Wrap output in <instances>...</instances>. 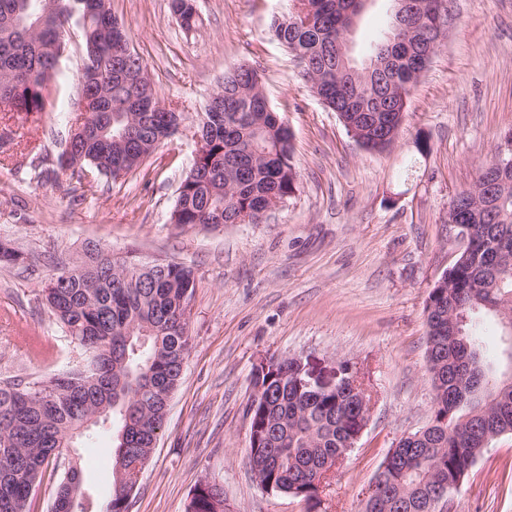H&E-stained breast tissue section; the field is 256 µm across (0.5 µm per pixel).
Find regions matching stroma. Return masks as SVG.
I'll return each instance as SVG.
<instances>
[{
	"label": "stroma",
	"mask_w": 512,
	"mask_h": 512,
	"mask_svg": "<svg viewBox=\"0 0 512 512\" xmlns=\"http://www.w3.org/2000/svg\"><path fill=\"white\" fill-rule=\"evenodd\" d=\"M164 103L185 108L176 145L158 147L139 173L81 189L58 159L71 134L79 36L52 90L54 107L29 118L0 112V238L37 258L0 267V379L56 372L77 350L42 300L59 259L95 244L118 259L192 267L191 347L163 432L130 512H185L201 481L220 485L234 512H308L263 491L247 457L253 369L301 356L315 368L355 366L369 387V419L327 482L318 512H361L374 475L399 439L425 427L434 392L426 368L424 307L459 249L448 200L470 188L512 127V0H448V23L412 90L403 128L382 151L360 147L326 109L302 67L272 39L287 0H194L185 31L171 0H111ZM376 0L351 55L390 22ZM260 74L292 133L294 195L260 224L176 228L178 188L195 157L194 130L225 70ZM430 149L419 153L417 139ZM115 420L73 442L86 487L112 486ZM451 512H512V434L493 440L451 495Z\"/></svg>",
	"instance_id": "35a3bbf8"
}]
</instances>
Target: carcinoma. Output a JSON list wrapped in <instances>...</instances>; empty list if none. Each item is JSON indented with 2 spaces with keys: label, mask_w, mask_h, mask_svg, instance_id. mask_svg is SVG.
<instances>
[{
  "label": "carcinoma",
  "mask_w": 512,
  "mask_h": 512,
  "mask_svg": "<svg viewBox=\"0 0 512 512\" xmlns=\"http://www.w3.org/2000/svg\"><path fill=\"white\" fill-rule=\"evenodd\" d=\"M410 0L405 28H389L371 54L386 49L381 72L363 73L343 49L348 15L363 14V0H291V10L274 19L272 38L304 65L314 94L337 113L346 132L371 143L399 124L394 95H410L413 74L430 56L423 39L436 23L432 4ZM183 28L196 24L191 0H172ZM296 18L288 23L287 17ZM81 38L83 63L77 108L87 105L73 152L61 168L89 188L136 172L160 144L178 133L184 111L157 108L160 101L139 57L122 59L129 36L109 0H0V105L31 116L50 106L49 85L66 55L72 32ZM198 159L180 185L171 223L256 224L261 211L297 190L290 164L292 135L269 105L255 69L236 66L206 102L197 130ZM464 203L462 224L480 225L478 239L449 267L440 304L427 317L435 323L432 342L434 397L429 423L413 433L415 442L396 452L378 470L379 494L363 512H429L438 486L458 488L485 448L512 434V390L501 389L507 371L485 365L473 318L498 320L507 336L512 367V172L499 176L494 224H485L483 199L465 192L448 205ZM87 246L83 259L56 263L42 288L45 304L81 351L43 380L0 381V433L15 439L14 453L0 450V512H29L43 465L67 457L70 434L87 429L90 417L108 399L110 417L121 420L113 440L112 487L134 475L139 460L153 451L164 427L169 396L176 389L191 345L179 319L196 288L193 270L173 261L123 263L101 258ZM30 256L0 239V264L25 265ZM461 322V335L448 333V317ZM336 385L313 391L293 368L288 374L253 375L264 388L254 416L271 441L254 453L261 479L275 493L294 495L308 486L327 459L339 456L364 421L359 394L349 385L355 374L339 365ZM128 512L116 491L90 501L82 470L69 461L60 477L52 512ZM186 512H212L210 493L196 488Z\"/></svg>",
  "instance_id": "carcinoma-1"
}]
</instances>
